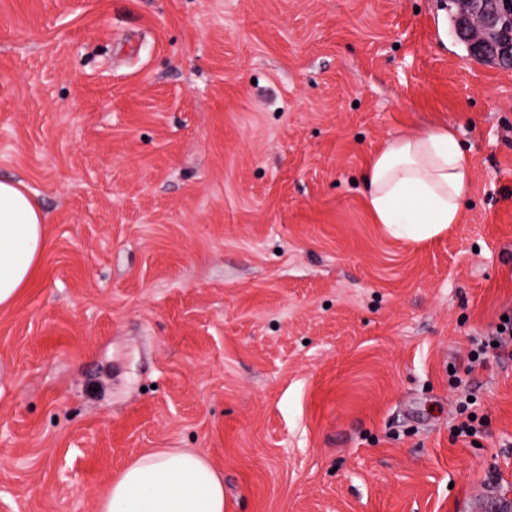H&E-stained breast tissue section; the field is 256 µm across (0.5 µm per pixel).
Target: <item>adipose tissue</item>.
I'll return each mask as SVG.
<instances>
[{"instance_id":"adipose-tissue-1","label":"adipose tissue","mask_w":512,"mask_h":512,"mask_svg":"<svg viewBox=\"0 0 512 512\" xmlns=\"http://www.w3.org/2000/svg\"><path fill=\"white\" fill-rule=\"evenodd\" d=\"M469 171L452 128L402 135L386 142L363 173L366 202L390 236L430 240L458 223ZM46 224L22 182L0 180V308L29 284ZM99 512H224V482L196 451H151L113 479Z\"/></svg>"}]
</instances>
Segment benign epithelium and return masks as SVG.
Segmentation results:
<instances>
[{
  "instance_id": "1",
  "label": "benign epithelium",
  "mask_w": 512,
  "mask_h": 512,
  "mask_svg": "<svg viewBox=\"0 0 512 512\" xmlns=\"http://www.w3.org/2000/svg\"><path fill=\"white\" fill-rule=\"evenodd\" d=\"M456 35L476 59L501 65L512 62V12L503 13L490 0H453Z\"/></svg>"
}]
</instances>
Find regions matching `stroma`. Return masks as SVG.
<instances>
[{
  "mask_svg": "<svg viewBox=\"0 0 512 512\" xmlns=\"http://www.w3.org/2000/svg\"><path fill=\"white\" fill-rule=\"evenodd\" d=\"M446 2L0 0V178L47 218L0 308V512H97L157 448L224 512H512V347L467 368L512 317V67ZM441 126L461 219L391 238L361 176Z\"/></svg>",
  "mask_w": 512,
  "mask_h": 512,
  "instance_id": "35a3bbf8",
  "label": "stroma"
}]
</instances>
